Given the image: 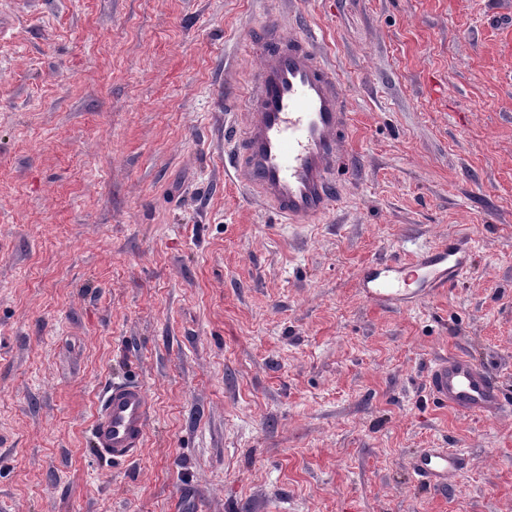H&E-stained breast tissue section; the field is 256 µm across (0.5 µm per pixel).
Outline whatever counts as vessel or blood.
Returning <instances> with one entry per match:
<instances>
[{
	"mask_svg": "<svg viewBox=\"0 0 512 512\" xmlns=\"http://www.w3.org/2000/svg\"><path fill=\"white\" fill-rule=\"evenodd\" d=\"M265 52L245 98L243 126L231 127V166L247 191L287 224H307L326 215L338 194L333 176L344 162L339 142L349 127L344 89L336 70L315 49L311 35H288L274 20L263 29ZM471 252L454 239L418 251L409 263H371L359 283L375 303L408 300L406 286L445 288L470 267ZM433 400L458 414L498 417L512 412L488 371L469 356L452 354L434 362L428 381ZM150 402L145 389L113 385L92 430L96 450L119 460L132 456L144 439ZM457 453L421 452L414 469L430 486L457 476Z\"/></svg>",
	"mask_w": 512,
	"mask_h": 512,
	"instance_id": "b4317fda",
	"label": "vessel or blood"
}]
</instances>
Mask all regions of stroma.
<instances>
[{
  "label": "stroma",
  "instance_id": "stroma-1",
  "mask_svg": "<svg viewBox=\"0 0 512 512\" xmlns=\"http://www.w3.org/2000/svg\"><path fill=\"white\" fill-rule=\"evenodd\" d=\"M271 18L345 90L312 224L226 169ZM445 238L450 287L359 288ZM455 353L512 399V0H0V512H512V415L427 393ZM116 382L151 406L114 461ZM149 408V398L142 386L112 385L95 416V449L115 460L132 456L143 443ZM460 455L421 452L415 461V473L432 487H440L457 476L461 469Z\"/></svg>",
  "mask_w": 512,
  "mask_h": 512
}]
</instances>
